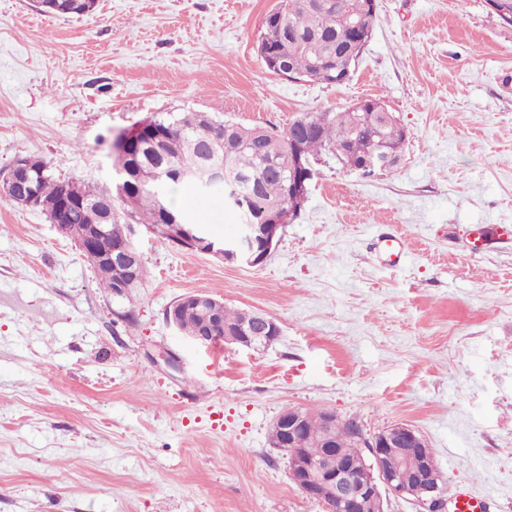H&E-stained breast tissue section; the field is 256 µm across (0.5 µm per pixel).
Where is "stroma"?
I'll return each instance as SVG.
<instances>
[{"label": "stroma", "instance_id": "obj_1", "mask_svg": "<svg viewBox=\"0 0 512 512\" xmlns=\"http://www.w3.org/2000/svg\"><path fill=\"white\" fill-rule=\"evenodd\" d=\"M277 3L97 0L77 16L0 0V170L32 155L111 190L113 137L171 112L282 132L370 98L407 134L390 172L316 164L262 265L135 225L148 276L123 299L45 214L0 201V512H325L270 443L287 407L369 435L410 424L448 490L512 512V242L467 249L475 227L512 225V26L485 0H378L351 78L327 86L259 57ZM190 206L235 234L222 190ZM380 230L403 235V262L379 257ZM196 292L265 313L279 339L192 343L164 313Z\"/></svg>", "mask_w": 512, "mask_h": 512}]
</instances>
